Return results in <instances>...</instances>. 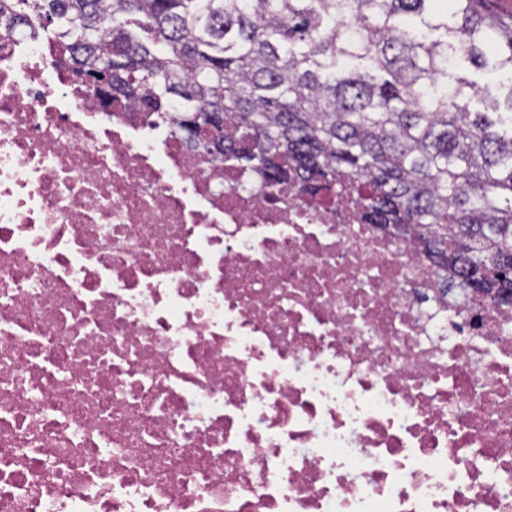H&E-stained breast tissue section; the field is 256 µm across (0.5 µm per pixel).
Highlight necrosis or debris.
Here are the masks:
<instances>
[{"instance_id": "necrosis-or-debris-1", "label": "necrosis or debris", "mask_w": 512, "mask_h": 512, "mask_svg": "<svg viewBox=\"0 0 512 512\" xmlns=\"http://www.w3.org/2000/svg\"><path fill=\"white\" fill-rule=\"evenodd\" d=\"M0 512H512V300L0 32Z\"/></svg>"}]
</instances>
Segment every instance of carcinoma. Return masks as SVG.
I'll use <instances>...</instances> for the list:
<instances>
[{
	"mask_svg": "<svg viewBox=\"0 0 512 512\" xmlns=\"http://www.w3.org/2000/svg\"><path fill=\"white\" fill-rule=\"evenodd\" d=\"M0 0L80 83L160 116L223 114L220 144L274 184L359 197L366 224L419 240L460 287L512 293V27L476 0ZM463 66L464 67L459 74L463 77L476 80L483 88L484 92L500 100L502 103L501 111H506L503 102L507 93V88L500 85V79L495 75L476 72L468 63H463Z\"/></svg>",
	"mask_w": 512,
	"mask_h": 512,
	"instance_id": "1",
	"label": "carcinoma"
}]
</instances>
